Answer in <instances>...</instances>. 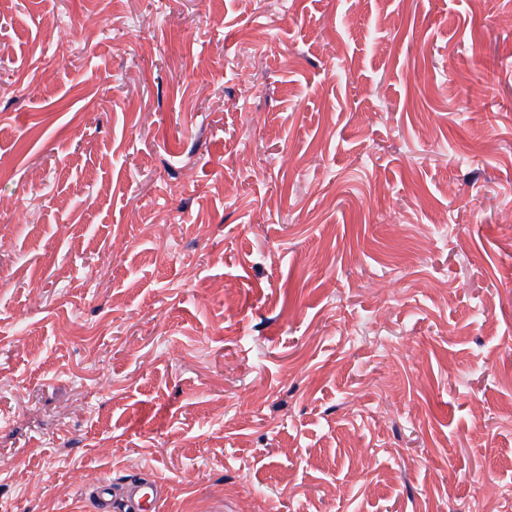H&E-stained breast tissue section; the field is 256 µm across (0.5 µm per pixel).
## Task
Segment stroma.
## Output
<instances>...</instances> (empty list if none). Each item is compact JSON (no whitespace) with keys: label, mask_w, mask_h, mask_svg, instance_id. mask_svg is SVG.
I'll return each instance as SVG.
<instances>
[{"label":"stroma","mask_w":512,"mask_h":512,"mask_svg":"<svg viewBox=\"0 0 512 512\" xmlns=\"http://www.w3.org/2000/svg\"><path fill=\"white\" fill-rule=\"evenodd\" d=\"M508 212L512 0H0V512H512ZM164 484L158 478L131 479L123 485L103 479L85 495L92 512H158Z\"/></svg>","instance_id":"stroma-1"}]
</instances>
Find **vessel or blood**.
Masks as SVG:
<instances>
[{
	"label": "vessel or blood",
	"mask_w": 512,
	"mask_h": 512,
	"mask_svg": "<svg viewBox=\"0 0 512 512\" xmlns=\"http://www.w3.org/2000/svg\"><path fill=\"white\" fill-rule=\"evenodd\" d=\"M163 489V482L155 477L120 486L103 479L87 490L86 497L92 512H159Z\"/></svg>",
	"instance_id": "b4317fda"
}]
</instances>
